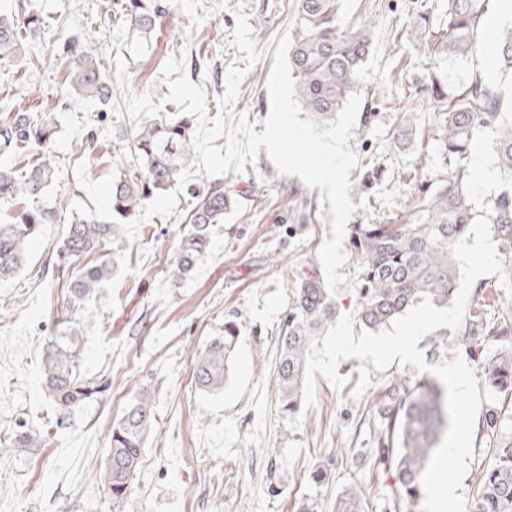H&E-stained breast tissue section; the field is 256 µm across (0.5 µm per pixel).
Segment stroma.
Masks as SVG:
<instances>
[{
	"instance_id": "stroma-1",
	"label": "stroma",
	"mask_w": 512,
	"mask_h": 512,
	"mask_svg": "<svg viewBox=\"0 0 512 512\" xmlns=\"http://www.w3.org/2000/svg\"><path fill=\"white\" fill-rule=\"evenodd\" d=\"M105 2L38 0V9L58 17V27L33 36L38 62L0 71V98L57 115V177L41 199L46 207L88 203L73 174L77 161H86L94 181L123 171L131 155L115 136L135 124L122 93L162 99L169 89L160 72L168 59L185 58L186 74L205 91L206 115L218 114L227 69L240 55L233 45L240 10L261 57L248 69L234 110L247 112L263 132L274 51L283 33L294 30V0H166L155 30L145 37L129 31L118 49L112 31L95 33L87 23ZM423 11L430 28L446 24V0H343L342 25L365 24L373 32L355 86L362 103L349 142L359 158L350 173L355 224L386 222L408 205L418 180L447 176L451 168L430 87L437 81L446 92L461 90L477 75L478 60L422 53L416 26ZM90 35L112 87L104 105L69 102L63 93L69 67L56 54L57 40ZM91 128L97 141L89 149ZM220 181L235 204L182 284H172L166 268L197 203L193 192L178 193L169 218L153 217L134 240L118 241V274L84 303L91 318L79 352L81 372L106 390L73 418L53 415L42 373L45 342L74 272L56 253L63 225H45L26 264L0 281V437L22 423L54 435L52 447L0 455V512H112L100 470L113 425L143 389L154 395L156 418L135 479L134 512H298L306 502L312 512H335L337 497L354 482L368 512H394L393 470L378 447V408L389 382L415 377V368L395 363L379 372L368 361L342 360V390L317 378L313 406L281 415L274 372L280 332L304 260L318 257L331 234V216L319 189L281 175L263 151ZM228 319L239 340L223 391L206 393L194 384L193 356L222 335ZM318 470L324 478L317 483Z\"/></svg>"
}]
</instances>
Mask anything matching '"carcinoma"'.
I'll return each mask as SVG.
<instances>
[{
    "label": "carcinoma",
    "instance_id": "cac0c4a2",
    "mask_svg": "<svg viewBox=\"0 0 512 512\" xmlns=\"http://www.w3.org/2000/svg\"><path fill=\"white\" fill-rule=\"evenodd\" d=\"M486 0H448V23L440 34L421 24L417 41L429 55L466 57L475 48V37L485 13ZM342 0H295L294 32L288 61L296 96L317 124L335 119L356 85L361 65L371 45V29L365 24L342 27ZM166 16L164 0H118L110 22L130 21L134 29L151 31ZM47 16L25 0H0V69H11L23 38L46 27ZM58 56L71 66L67 96L92 99L104 105L112 90L105 81L92 42L68 37L59 43ZM441 103L438 130L455 162L448 176L418 184L406 210L383 224H353L350 249L359 270L358 321L377 331L428 296L434 305L452 300L457 282V262L451 245L466 237L477 214L464 191L471 141L478 130L495 128L501 117L498 94L476 78L464 89L448 94L431 86ZM0 152L17 156L28 150L39 154L20 172L0 162V200L14 201L9 222L0 223V280L11 277L23 264L29 243L47 224L62 221L60 209L30 207L18 195L36 197L55 178L52 146L57 133L56 114L22 109L9 101L0 108ZM192 122L187 115L156 121L147 119L129 136L133 166L115 180L112 210L120 221L136 218L151 198L177 184V175L189 160ZM498 168L512 173V126L496 139ZM234 198L224 185H208V191L191 211L189 225L180 237L168 268L180 282L192 275L205 258L214 225L224 222V211ZM508 271H512V189L502 191L489 210ZM119 226L72 213L60 249L63 258L84 262L67 284L69 317L57 334L48 338L43 362L45 387L55 413L69 418L104 391L103 384L79 373V336L82 318L77 305L108 279L117 266L114 244ZM490 321L471 313L463 335L477 343L489 337L512 343V304L497 305ZM336 301L318 269L302 273L281 334L276 361L278 398L283 415L296 413L310 343L326 325L335 321ZM239 334L234 322L224 323V335L216 336L193 355V376L204 390L224 388L226 364ZM491 399L482 435L493 458L479 471L472 498V512H512V354L482 365ZM381 406L379 445L393 461L397 512H414L424 495L420 477L442 433L448 427L445 388L433 377L390 383ZM154 403L145 392L138 394L122 418L112 427L110 448L101 485L112 512H133L130 503L139 470L144 440L154 420ZM49 437L25 426L0 440V453H21L46 448ZM336 512H366L362 491L352 486L336 500Z\"/></svg>",
    "mask_w": 512,
    "mask_h": 512
}]
</instances>
